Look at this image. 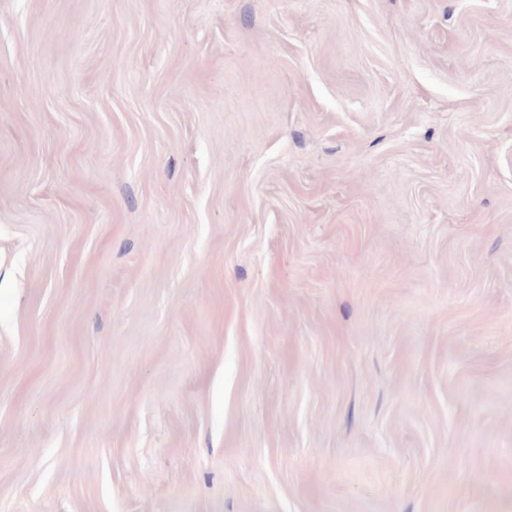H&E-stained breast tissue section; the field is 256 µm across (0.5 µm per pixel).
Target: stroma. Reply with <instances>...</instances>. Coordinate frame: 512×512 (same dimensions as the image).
<instances>
[{
	"label": "stroma",
	"mask_w": 512,
	"mask_h": 512,
	"mask_svg": "<svg viewBox=\"0 0 512 512\" xmlns=\"http://www.w3.org/2000/svg\"><path fill=\"white\" fill-rule=\"evenodd\" d=\"M0 512H512V0H0Z\"/></svg>",
	"instance_id": "stroma-1"
}]
</instances>
